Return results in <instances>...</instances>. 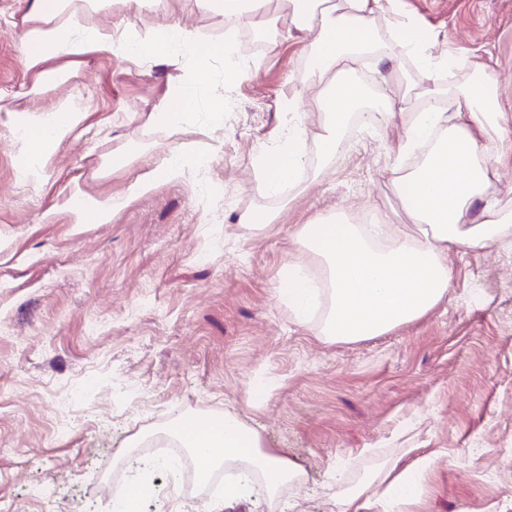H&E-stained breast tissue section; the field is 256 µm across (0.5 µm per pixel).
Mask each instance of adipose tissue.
Segmentation results:
<instances>
[{
    "label": "adipose tissue",
    "instance_id": "ef3b65f1",
    "mask_svg": "<svg viewBox=\"0 0 512 512\" xmlns=\"http://www.w3.org/2000/svg\"><path fill=\"white\" fill-rule=\"evenodd\" d=\"M112 4L113 0H34L14 49L22 66L41 71L35 93L57 87V73L44 64L61 55L112 53L119 48L135 57L172 62L211 55L208 43L172 25L122 43L114 30L83 23L86 13ZM194 4L255 32L278 20L281 38L305 41L310 55L303 82L336 88V99L327 104L325 120L315 135L320 161L312 167L314 175H321L343 152L352 125L386 124L399 114L405 117L400 153L425 150L410 170L399 166L393 170L411 229H396L384 243L361 225L332 224L319 215L298 229L297 243L316 259L322 282L320 289H309L300 262L292 257L283 262L279 291L298 323L318 322L319 335L331 341L383 335L420 318L447 297L453 281L449 252L512 244V204L493 190L499 167L512 160V148L506 145L512 138V106L502 100L491 66L470 62L469 80L445 82L444 74L457 69L458 58L435 55L425 30L415 21L399 18L397 0H194ZM383 16L388 19L384 34L377 27ZM405 58L412 59L424 79L418 82L400 72L404 105L388 98L379 110L362 111L365 90L352 80V73L364 61L391 65ZM81 122V113L62 103L51 118L27 124L24 163L30 172H37L50 147L67 139ZM304 136V130L292 131L287 146L259 158L266 193L278 194L284 186L300 189L308 167L301 151ZM173 435L205 471L224 466L242 474L231 495L256 489L272 500L299 478L287 458L264 448L258 433L233 412L219 419L180 418ZM421 474L418 467L399 473L394 465L383 464L356 493L339 488L331 498L336 512H349L359 496L387 512H404L415 497Z\"/></svg>",
    "mask_w": 512,
    "mask_h": 512
}]
</instances>
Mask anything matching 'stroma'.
Wrapping results in <instances>:
<instances>
[{
    "instance_id": "35a3bbf8",
    "label": "stroma",
    "mask_w": 512,
    "mask_h": 512,
    "mask_svg": "<svg viewBox=\"0 0 512 512\" xmlns=\"http://www.w3.org/2000/svg\"><path fill=\"white\" fill-rule=\"evenodd\" d=\"M31 0H0V501L13 512H112V482L136 488L145 472L165 485L143 512H333L329 475L360 478L382 458L430 464L406 512H512V249L449 252L446 299L385 335L331 342L295 322L277 293L295 232L314 215L407 224L392 181L401 121L352 132L332 167L292 203L260 189L256 158L294 126L323 119L318 88L300 81L309 50L271 45L248 30L169 0L167 13H91L141 37L165 25L223 45L254 41L245 75L225 81L221 57L169 65L97 51L47 61L69 79L48 96L31 87L14 49ZM438 52L476 49L497 62L512 101V0H403ZM197 79L183 125L164 117L171 83ZM69 99L84 119L49 151L37 180L22 172L15 130L28 112L51 116ZM176 152L206 159L174 178L155 173ZM126 197L106 224H76L70 206ZM274 213L261 235L241 214ZM94 372L104 386L58 434L59 394ZM237 412L264 447L302 471L277 504L198 492L183 501L153 453L187 411Z\"/></svg>"
}]
</instances>
